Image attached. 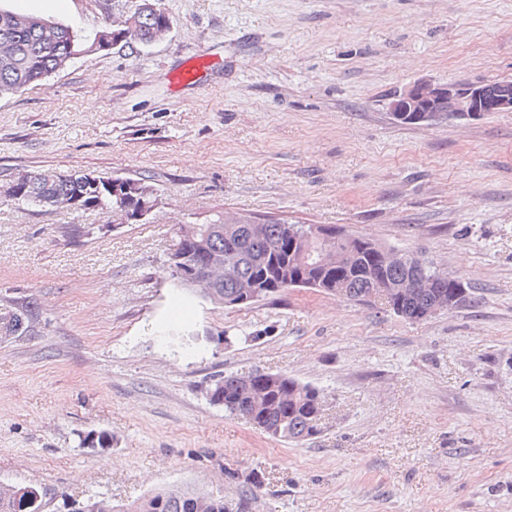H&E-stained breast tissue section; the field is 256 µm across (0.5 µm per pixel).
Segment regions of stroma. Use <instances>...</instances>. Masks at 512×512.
Listing matches in <instances>:
<instances>
[{
    "instance_id": "35a3bbf8",
    "label": "stroma",
    "mask_w": 512,
    "mask_h": 512,
    "mask_svg": "<svg viewBox=\"0 0 512 512\" xmlns=\"http://www.w3.org/2000/svg\"><path fill=\"white\" fill-rule=\"evenodd\" d=\"M140 0H0L85 43ZM171 21L0 96V481L129 504L163 487L249 512H512V112L402 125L418 79L512 80V0H152ZM200 85L167 77L191 57ZM145 179L143 221L3 195L26 173ZM336 225L460 277L419 322L316 289L236 308L174 292L176 232L218 215ZM179 329L183 345L162 342ZM319 388L321 434L209 399L227 374ZM111 430V448L84 445ZM262 475L252 485L251 474ZM212 67L208 56L190 59L169 74V84L174 87L199 85ZM16 306L12 308V310L7 312V316H0V336L1 330L3 329L5 323H11L12 325V335H6L4 332L3 338H10L13 336H22L29 332V328L35 318H37L39 313V307L37 302L35 301H26L23 303L15 304Z\"/></svg>"
}]
</instances>
